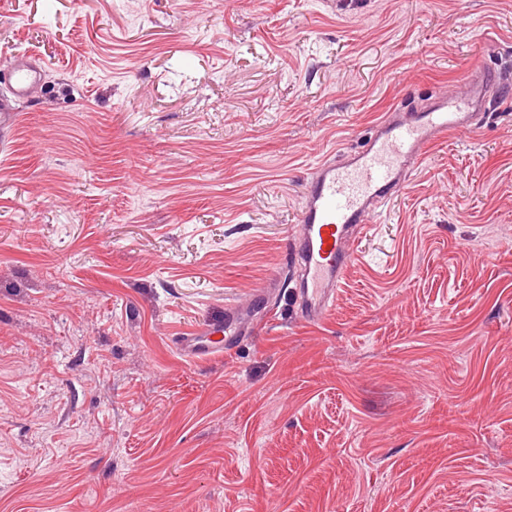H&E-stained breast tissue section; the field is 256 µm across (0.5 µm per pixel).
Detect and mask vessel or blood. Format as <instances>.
I'll return each mask as SVG.
<instances>
[{"mask_svg":"<svg viewBox=\"0 0 512 512\" xmlns=\"http://www.w3.org/2000/svg\"><path fill=\"white\" fill-rule=\"evenodd\" d=\"M9 85L14 102L30 98L43 74L42 66L24 56L10 61ZM498 79L472 73L463 94L432 98L409 117L378 123L367 142L340 163L323 161L308 182L306 201L293 260L300 268L298 295L302 312L321 319L356 252L361 229L397 193L427 150L449 133L471 129ZM244 314L226 306L224 322L176 340L180 353L201 355L227 349L241 335Z\"/></svg>","mask_w":512,"mask_h":512,"instance_id":"vessel-or-blood-1","label":"vessel or blood"}]
</instances>
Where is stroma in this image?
I'll list each match as a JSON object with an SVG mask.
<instances>
[{
  "label": "stroma",
  "instance_id": "1",
  "mask_svg": "<svg viewBox=\"0 0 512 512\" xmlns=\"http://www.w3.org/2000/svg\"><path fill=\"white\" fill-rule=\"evenodd\" d=\"M17 55L0 512H512V0H0V100ZM473 69L302 317L313 169ZM229 303V353L176 350ZM10 93L15 101L27 100L37 90L43 75L42 66L25 56H15L10 61Z\"/></svg>",
  "mask_w": 512,
  "mask_h": 512
}]
</instances>
